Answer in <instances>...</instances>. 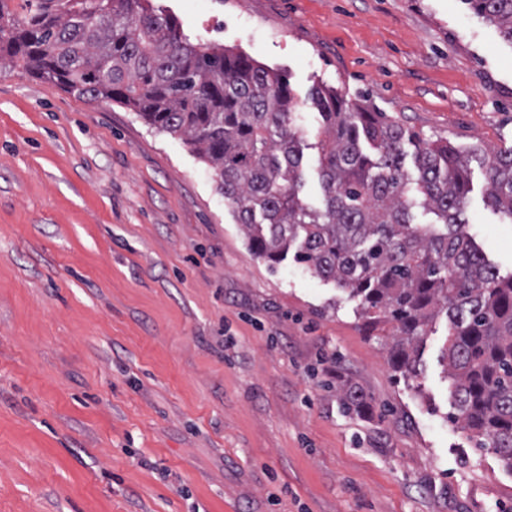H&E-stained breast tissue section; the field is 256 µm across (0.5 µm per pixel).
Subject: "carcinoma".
Returning a JSON list of instances; mask_svg holds the SVG:
<instances>
[{"label": "carcinoma", "instance_id": "cac0c4a2", "mask_svg": "<svg viewBox=\"0 0 512 512\" xmlns=\"http://www.w3.org/2000/svg\"><path fill=\"white\" fill-rule=\"evenodd\" d=\"M512 43V0H465ZM0 0V64L89 101L131 107L158 132L181 137L216 171L248 246L270 264L294 260L360 301L375 328L390 324L389 363L416 377L418 345L439 313L449 321L453 421L512 471V273L503 276L463 231L469 156L446 140L420 141L415 175L405 131L382 113L319 84L323 206L298 194L303 150L295 94L282 74L247 55L193 44L175 18L142 0ZM485 201L512 220V148L483 158ZM419 199L446 232L415 226Z\"/></svg>", "mask_w": 512, "mask_h": 512}]
</instances>
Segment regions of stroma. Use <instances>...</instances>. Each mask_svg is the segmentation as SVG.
Segmentation results:
<instances>
[{"label":"stroma","instance_id":"1","mask_svg":"<svg viewBox=\"0 0 512 512\" xmlns=\"http://www.w3.org/2000/svg\"><path fill=\"white\" fill-rule=\"evenodd\" d=\"M189 3L149 0L289 79L309 206L319 82L410 136L512 146V43L462 0ZM471 171L467 231L510 274ZM391 332L249 250L182 139L0 68V512H512V473L449 419L446 315L415 379L391 370Z\"/></svg>","mask_w":512,"mask_h":512}]
</instances>
